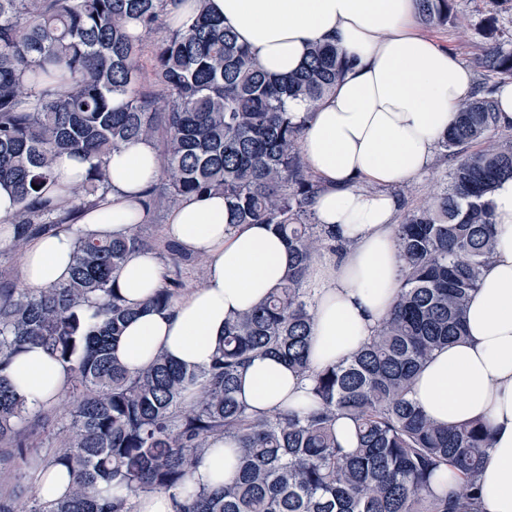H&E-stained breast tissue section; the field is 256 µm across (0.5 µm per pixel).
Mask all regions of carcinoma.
I'll use <instances>...</instances> for the list:
<instances>
[{
    "mask_svg": "<svg viewBox=\"0 0 512 512\" xmlns=\"http://www.w3.org/2000/svg\"><path fill=\"white\" fill-rule=\"evenodd\" d=\"M175 0H0V183L20 208L10 249L68 229L107 191V156L148 141L162 160L142 202L156 213L189 195L221 193L237 224H270L289 252L279 287L224 322V340L207 369L159 354L129 372L113 350L137 314L115 288L136 250L170 256L164 286L151 300L166 309L185 288L192 255L133 231L124 238L82 239L68 283L39 291L0 283V470L9 469L41 432L53 430L47 463L65 466L71 483L54 501L20 483L0 494V512H132L144 493L186 487L211 439L238 444L236 475L189 490L177 512H472L476 476L491 447L487 424L448 427L409 397L432 354L465 336V314L495 249L488 200L512 177V142L495 128L492 90L461 102L437 146L455 157L449 184L395 225L401 262L399 295L373 336L344 362L312 371V290L307 272L325 250L343 246L314 223L322 189L300 141L305 120L286 100L314 106L342 78L334 44L315 46L297 72H264L224 21L202 7L154 47V79L163 103L144 89L138 54ZM454 0H416L420 19L448 21ZM492 46L480 56L492 77L512 79V33L489 24ZM64 69L71 86L50 85ZM90 162L72 204L41 195L56 159ZM39 189H34V186ZM95 305L86 318L84 307ZM31 345L71 365L72 408L64 420L31 413L7 378L13 357ZM273 356L310 381L316 406L256 417L237 398L239 372L251 358ZM193 393L187 403V393ZM349 419L356 445L341 446L336 419ZM448 468L455 487L434 483ZM121 490L105 495L101 485Z\"/></svg>",
    "mask_w": 512,
    "mask_h": 512,
    "instance_id": "obj_1",
    "label": "carcinoma"
}]
</instances>
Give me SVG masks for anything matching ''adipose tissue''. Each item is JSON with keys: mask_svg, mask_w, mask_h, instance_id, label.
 <instances>
[{"mask_svg": "<svg viewBox=\"0 0 512 512\" xmlns=\"http://www.w3.org/2000/svg\"><path fill=\"white\" fill-rule=\"evenodd\" d=\"M269 74L297 70L312 46L335 42L349 66L317 106L287 102L304 118L303 155L319 176L318 223L328 225L343 253L312 265L315 317L309 360L320 368L353 355L388 315L400 287L394 227L400 202L392 189L428 170L438 137L472 85L470 68L415 28V0H208ZM88 161L69 154L55 166L47 196L68 205ZM104 201L69 230L32 241L20 254L23 285L32 290L67 282L78 239L129 234L145 217L144 192L160 173L147 141L114 151ZM497 231L466 316V334L434 353L415 376L410 396L435 422L486 421L489 461L478 477L477 512H512V178L490 196ZM166 237L205 262L200 285L166 311L148 302L163 285L155 252L131 254L116 277L137 310L115 348L130 371L147 369L158 352L176 362L209 367L224 338V321L263 299L283 279L288 250L267 224H236L220 195H191L172 208ZM11 383L29 411L57 403L71 379L69 364L35 345L16 356ZM308 380L271 356L241 371L237 396L248 411L269 415L313 406ZM238 450L221 438L193 468L189 487L215 486L235 474Z\"/></svg>", "mask_w": 512, "mask_h": 512, "instance_id": "obj_1", "label": "adipose tissue"}]
</instances>
